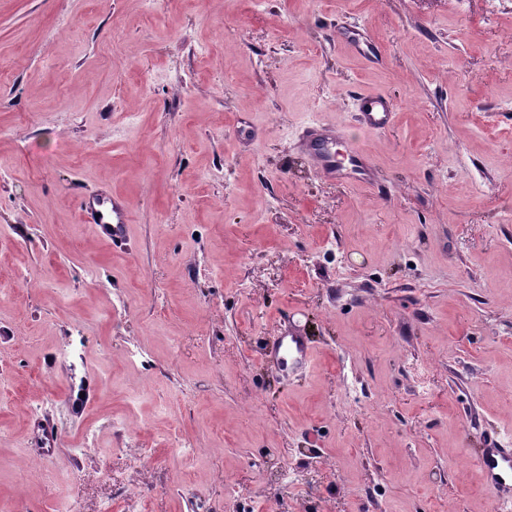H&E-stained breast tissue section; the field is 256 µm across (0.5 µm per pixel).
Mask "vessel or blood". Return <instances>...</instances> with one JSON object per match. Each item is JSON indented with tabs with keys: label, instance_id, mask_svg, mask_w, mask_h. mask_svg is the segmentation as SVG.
I'll list each match as a JSON object with an SVG mask.
<instances>
[{
	"label": "vessel or blood",
	"instance_id": "1",
	"mask_svg": "<svg viewBox=\"0 0 512 512\" xmlns=\"http://www.w3.org/2000/svg\"><path fill=\"white\" fill-rule=\"evenodd\" d=\"M359 122L365 133L381 134L395 123L391 98L381 92H361L357 95ZM301 147L310 163L323 177L330 180L361 182L372 189L380 184L373 175V166L359 146L344 142L336 127L324 123H309L301 135ZM89 223L97 225L107 241L122 242L130 213L124 199L116 194L84 198L78 205ZM264 362L277 366L302 368L312 359V348L302 332L293 331L279 336L272 351L263 354ZM479 470L487 488L496 496L512 493V446L497 439L489 440L478 460Z\"/></svg>",
	"mask_w": 512,
	"mask_h": 512
}]
</instances>
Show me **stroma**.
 I'll use <instances>...</instances> for the list:
<instances>
[{"instance_id": "obj_1", "label": "stroma", "mask_w": 512, "mask_h": 512, "mask_svg": "<svg viewBox=\"0 0 512 512\" xmlns=\"http://www.w3.org/2000/svg\"><path fill=\"white\" fill-rule=\"evenodd\" d=\"M359 91L392 130L362 133ZM312 121L388 197L317 174ZM104 191L117 249L78 213ZM291 329L314 363L268 369ZM490 437L512 0H0V512H512ZM359 122L367 134H381L395 123L394 105L382 92H357ZM80 213L89 224H97L99 233L107 241L121 243L130 224V213L125 200L117 195L92 196L79 202ZM478 460L487 488L496 496L512 492V448L497 439H489Z\"/></svg>"}]
</instances>
